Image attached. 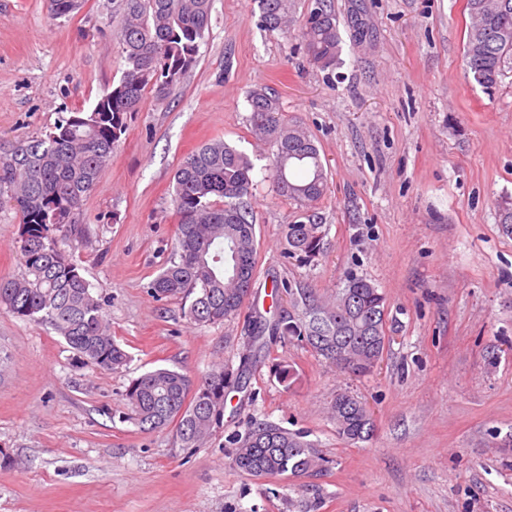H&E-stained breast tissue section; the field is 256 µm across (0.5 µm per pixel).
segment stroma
Returning <instances> with one entry per match:
<instances>
[{
    "label": "stroma",
    "instance_id": "stroma-1",
    "mask_svg": "<svg viewBox=\"0 0 512 512\" xmlns=\"http://www.w3.org/2000/svg\"><path fill=\"white\" fill-rule=\"evenodd\" d=\"M340 62L309 64L294 35L258 27L253 0H212L211 24L175 95L147 92L99 187L76 215L70 254L105 301L129 354L80 362L50 326L0 309V512H512V68L486 92L463 61L466 0H331ZM120 0H84L56 20L46 0H0V156L90 109L125 68ZM359 8L367 26L347 24ZM275 89L289 122L314 135L328 178L324 249L286 257L299 207L279 197L272 148L247 122V94ZM224 140L254 162L249 199L257 270L241 314L215 325L158 301L148 285L174 253L173 174ZM22 219L0 205V276L24 272ZM387 297L382 361L343 373L274 333L289 290L324 298L347 275ZM233 374L223 419L197 448L175 427L143 431L124 394L155 367ZM294 372L282 380L281 368ZM361 397L375 433L349 443L328 410ZM307 434L321 471L275 480L232 464L250 423Z\"/></svg>",
    "mask_w": 512,
    "mask_h": 512
}]
</instances>
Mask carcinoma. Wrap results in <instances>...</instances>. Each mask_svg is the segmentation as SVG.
I'll return each mask as SVG.
<instances>
[{
  "instance_id": "obj_1",
  "label": "carcinoma",
  "mask_w": 512,
  "mask_h": 512,
  "mask_svg": "<svg viewBox=\"0 0 512 512\" xmlns=\"http://www.w3.org/2000/svg\"><path fill=\"white\" fill-rule=\"evenodd\" d=\"M255 2L260 27L290 30L288 0ZM70 3L47 0L50 18L73 13ZM211 8L212 0H122L117 38L125 70L119 81L92 109L70 113L51 131L0 156V203L12 202L22 214L19 250L25 267L19 277H0V306L21 320L50 325L82 362L103 370L122 365L128 355L106 327L104 301L60 243L85 241L75 211L99 185L125 131L124 115L138 111L147 91L166 99L180 87L209 29ZM466 9V67L479 85L493 89L512 60V0H466ZM297 37L313 65L336 66L341 35L330 0H315ZM247 102L252 134L275 147L278 195L304 212V220L286 227L288 254L310 263L320 255L324 236L318 205L328 182L320 150L304 127L288 123L273 89L255 88ZM253 169L246 153L214 140L174 172V258L148 289L158 301H189L188 317L199 325L238 316L253 288L256 228L248 205ZM226 240L234 243V252L224 250ZM293 302L296 312L276 324L282 336L306 343L349 375L374 371L387 345L388 305L373 283L348 276L330 301L301 293ZM228 383L222 366L199 378L160 367L131 380L125 398L143 430L175 422L181 442L195 448L223 416ZM330 417L348 442L368 441L374 434L366 403L347 391L332 400ZM233 445L234 465L254 477L299 476L326 462L313 443L268 422L254 423Z\"/></svg>"
}]
</instances>
